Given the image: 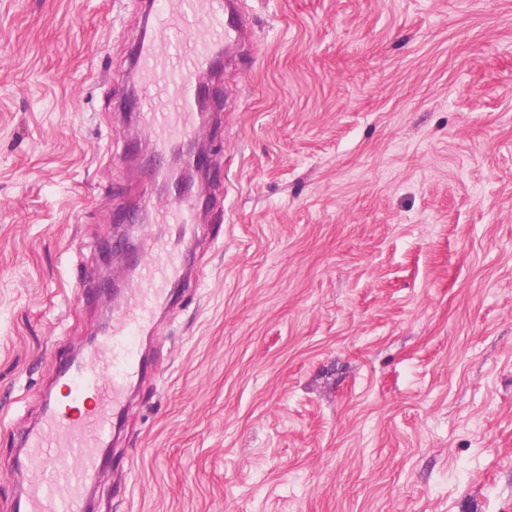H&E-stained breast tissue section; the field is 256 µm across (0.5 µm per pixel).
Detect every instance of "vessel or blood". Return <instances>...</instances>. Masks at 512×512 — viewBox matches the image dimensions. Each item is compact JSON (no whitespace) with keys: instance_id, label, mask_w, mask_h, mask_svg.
Returning a JSON list of instances; mask_svg holds the SVG:
<instances>
[{"instance_id":"1","label":"vessel or blood","mask_w":512,"mask_h":512,"mask_svg":"<svg viewBox=\"0 0 512 512\" xmlns=\"http://www.w3.org/2000/svg\"><path fill=\"white\" fill-rule=\"evenodd\" d=\"M239 35L224 0H156L136 67L140 117L157 151L167 152L197 131L196 102L212 57ZM166 239L144 243L141 288L129 292L98 347L63 371L61 388L23 439L19 499L23 512H88V490L102 473L103 451L127 407L129 385L147 374L137 337L152 328L183 275L182 247L195 234V211L185 200L157 206L142 201Z\"/></svg>"}]
</instances>
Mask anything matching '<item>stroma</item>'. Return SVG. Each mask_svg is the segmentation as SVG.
Wrapping results in <instances>:
<instances>
[{"mask_svg":"<svg viewBox=\"0 0 512 512\" xmlns=\"http://www.w3.org/2000/svg\"><path fill=\"white\" fill-rule=\"evenodd\" d=\"M94 512H512V0H237ZM142 0H0V512L156 183Z\"/></svg>","mask_w":512,"mask_h":512,"instance_id":"35a3bbf8","label":"stroma"}]
</instances>
